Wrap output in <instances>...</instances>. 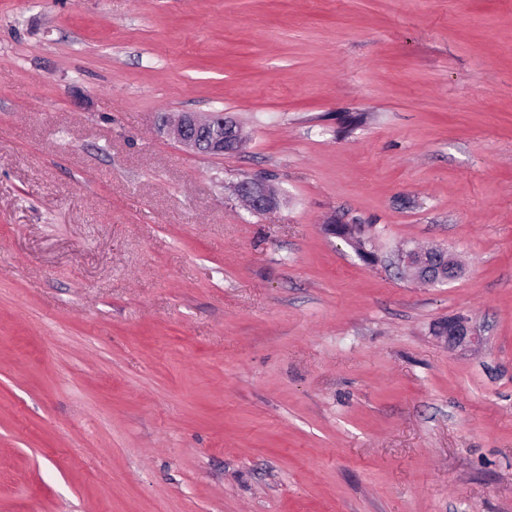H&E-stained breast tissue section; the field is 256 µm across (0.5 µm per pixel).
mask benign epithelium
I'll list each match as a JSON object with an SVG mask.
<instances>
[{"mask_svg": "<svg viewBox=\"0 0 512 512\" xmlns=\"http://www.w3.org/2000/svg\"><path fill=\"white\" fill-rule=\"evenodd\" d=\"M161 124L167 134L183 147L205 154L222 155L242 149L245 139L239 125L222 113L203 117L195 112L164 115ZM238 195L254 212H265L278 205L277 193L262 179L243 180L237 185ZM401 268L420 284L435 286L458 276L461 268L447 251L435 248L431 252L409 249L399 255ZM438 335L451 347H467L475 343V333L469 319L456 317L448 320Z\"/></svg>", "mask_w": 512, "mask_h": 512, "instance_id": "7a95c632", "label": "benign epithelium"}]
</instances>
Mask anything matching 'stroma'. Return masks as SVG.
<instances>
[{
    "mask_svg": "<svg viewBox=\"0 0 512 512\" xmlns=\"http://www.w3.org/2000/svg\"><path fill=\"white\" fill-rule=\"evenodd\" d=\"M0 512H512V0H0ZM161 124L176 142L198 153L224 155L241 150L245 143L239 125L222 113L208 117L195 112L163 115ZM237 192L254 212H265L278 205L276 191L262 179L252 178L241 181L237 185ZM399 262L415 281L427 286L447 283L461 271L459 264L442 248H433L429 253L417 249L405 250L399 255ZM438 335L445 337L451 347H467L475 343V333L470 321L465 317L448 320L439 330Z\"/></svg>",
    "mask_w": 512,
    "mask_h": 512,
    "instance_id": "35a3bbf8",
    "label": "stroma"
}]
</instances>
